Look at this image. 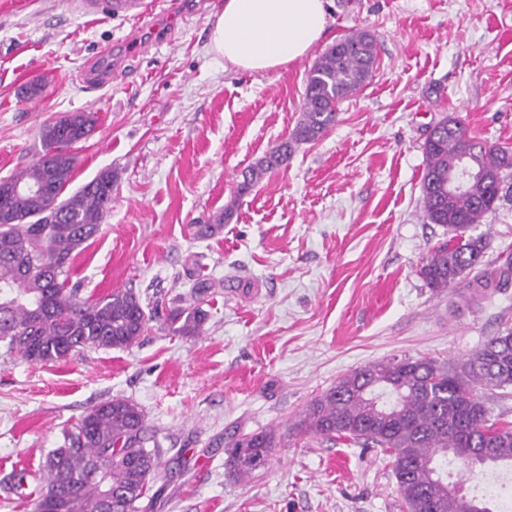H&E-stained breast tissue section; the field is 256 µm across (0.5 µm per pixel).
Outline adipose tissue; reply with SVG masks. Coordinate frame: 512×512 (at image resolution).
Instances as JSON below:
<instances>
[{
	"mask_svg": "<svg viewBox=\"0 0 512 512\" xmlns=\"http://www.w3.org/2000/svg\"><path fill=\"white\" fill-rule=\"evenodd\" d=\"M328 24L326 0H224L210 46L236 70L279 71L306 56Z\"/></svg>",
	"mask_w": 512,
	"mask_h": 512,
	"instance_id": "ef3b65f1",
	"label": "adipose tissue"
}]
</instances>
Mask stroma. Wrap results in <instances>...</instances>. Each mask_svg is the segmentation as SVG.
I'll list each match as a JSON object with an SVG mask.
<instances>
[{"mask_svg": "<svg viewBox=\"0 0 512 512\" xmlns=\"http://www.w3.org/2000/svg\"><path fill=\"white\" fill-rule=\"evenodd\" d=\"M224 0H158L154 24L88 17L72 0H0V179L44 153L40 131L72 112L96 122L74 144L78 188L112 168V205L76 258L82 298L133 289L154 309L130 348L35 364L0 348V512H32L31 490L63 429L114 397L159 430L172 479L153 512H404L378 448L298 434L305 407L365 365L455 364L512 327V282L472 297L468 277L436 291L420 275L445 241L420 207L422 146L443 117L512 146V0H329V25L287 69L242 73L209 48ZM373 33L371 79L317 141L243 188L287 139L309 70L336 41ZM232 207L209 238L197 225ZM481 265L512 264V201L476 225ZM204 333L166 317L196 279ZM283 434L272 464L233 482L231 435ZM188 461L177 468V455Z\"/></svg>", "mask_w": 512, "mask_h": 512, "instance_id": "obj_1", "label": "stroma"}]
</instances>
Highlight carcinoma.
<instances>
[{
	"mask_svg": "<svg viewBox=\"0 0 512 512\" xmlns=\"http://www.w3.org/2000/svg\"><path fill=\"white\" fill-rule=\"evenodd\" d=\"M376 38L365 31L329 48L311 68L302 116L290 138L260 159L241 190L288 162L294 145L319 139L336 122L340 102L372 77ZM94 115L75 112L46 125L45 153L14 176L0 180V344L32 363L57 362L91 348L127 349L137 343L151 316L130 289L98 300L67 287L83 245L94 238L112 203L115 175L105 168L66 193L75 165L69 147L92 128ZM424 217L452 234L424 259L420 275L436 291L481 264L484 242L469 231L512 192V148L469 135L455 117L438 122L423 144ZM38 188V197L28 189ZM232 213L228 206L197 233L213 236ZM195 283L192 303L171 310L169 331L203 333L202 296ZM512 387V328L452 366L404 358L371 364L342 377L315 398L299 426L328 440L380 448L393 458L397 489L406 512H491L482 500L448 482V465L469 472L489 465L512 466V426L493 418L480 390ZM282 437L274 429L232 435L224 467L241 481L267 467ZM163 449L141 408L114 397L90 408L64 444L43 464L44 488L33 512H139L169 482Z\"/></svg>",
	"mask_w": 512,
	"mask_h": 512,
	"instance_id": "1",
	"label": "carcinoma"
}]
</instances>
